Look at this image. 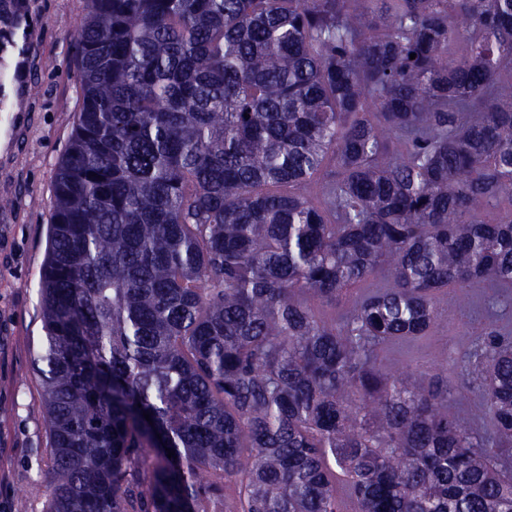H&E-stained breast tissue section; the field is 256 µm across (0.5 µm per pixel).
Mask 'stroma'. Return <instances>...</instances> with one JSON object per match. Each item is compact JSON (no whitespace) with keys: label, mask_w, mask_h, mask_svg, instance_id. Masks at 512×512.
<instances>
[{"label":"stroma","mask_w":512,"mask_h":512,"mask_svg":"<svg viewBox=\"0 0 512 512\" xmlns=\"http://www.w3.org/2000/svg\"><path fill=\"white\" fill-rule=\"evenodd\" d=\"M35 29L23 51L28 89L18 107L0 98V512L27 499L42 512L48 432L34 356L42 336L39 282L47 255L57 163L71 135L79 85L69 37L85 15V0H26ZM485 290L474 283L448 308L437 335L385 349L389 366H409L416 378L441 371L452 410L485 432L494 420L459 369L473 335L485 323Z\"/></svg>","instance_id":"obj_1"}]
</instances>
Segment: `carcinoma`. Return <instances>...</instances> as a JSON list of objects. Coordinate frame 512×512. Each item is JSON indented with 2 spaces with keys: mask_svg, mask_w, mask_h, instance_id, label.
I'll return each mask as SVG.
<instances>
[{
  "mask_svg": "<svg viewBox=\"0 0 512 512\" xmlns=\"http://www.w3.org/2000/svg\"><path fill=\"white\" fill-rule=\"evenodd\" d=\"M86 3L44 512H344L333 465L357 512H512V336L461 367L490 435L380 358L441 289L512 285V0Z\"/></svg>",
  "mask_w": 512,
  "mask_h": 512,
  "instance_id": "cac0c4a2",
  "label": "carcinoma"
}]
</instances>
